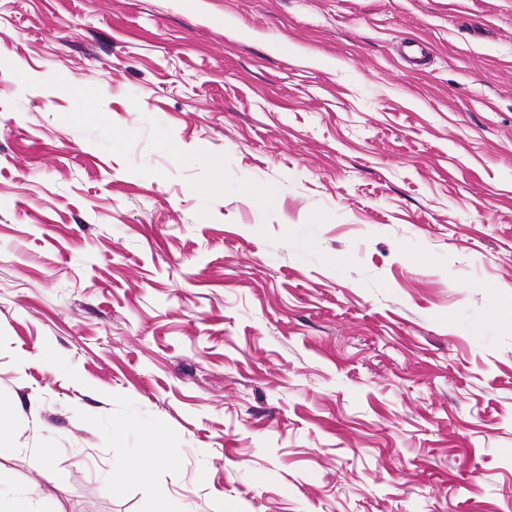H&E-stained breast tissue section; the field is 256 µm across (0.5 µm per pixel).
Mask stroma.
<instances>
[{
  "label": "stroma",
  "instance_id": "1",
  "mask_svg": "<svg viewBox=\"0 0 512 512\" xmlns=\"http://www.w3.org/2000/svg\"><path fill=\"white\" fill-rule=\"evenodd\" d=\"M510 300L512 0H0L37 512H512ZM160 444L157 448H160V455L156 458H151L149 455H144L139 458L129 460L120 466V470L113 472V477L132 480L144 477L150 470V467L154 462L158 460H166L168 462H174L176 459L177 448H173V442L169 438H161Z\"/></svg>",
  "mask_w": 512,
  "mask_h": 512
}]
</instances>
